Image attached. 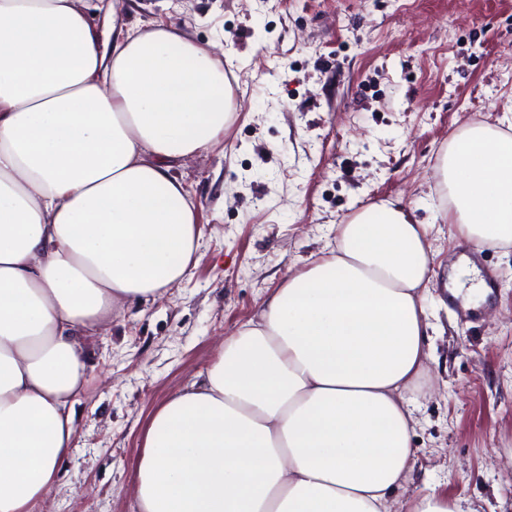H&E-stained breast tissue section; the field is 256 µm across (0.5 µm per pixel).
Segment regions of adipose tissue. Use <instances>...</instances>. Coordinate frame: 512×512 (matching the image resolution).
Listing matches in <instances>:
<instances>
[{
  "mask_svg": "<svg viewBox=\"0 0 512 512\" xmlns=\"http://www.w3.org/2000/svg\"><path fill=\"white\" fill-rule=\"evenodd\" d=\"M236 105L173 25L92 24L78 0H0V512H34L75 442L82 341L189 273L197 204L174 174ZM439 218L512 247V121L454 133ZM432 227L398 201L336 227L143 435L137 512H388L416 463Z\"/></svg>",
  "mask_w": 512,
  "mask_h": 512,
  "instance_id": "1",
  "label": "adipose tissue"
}]
</instances>
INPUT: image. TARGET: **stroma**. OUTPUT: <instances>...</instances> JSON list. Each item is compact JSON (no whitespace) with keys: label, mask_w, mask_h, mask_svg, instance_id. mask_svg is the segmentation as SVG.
<instances>
[{"label":"stroma","mask_w":512,"mask_h":512,"mask_svg":"<svg viewBox=\"0 0 512 512\" xmlns=\"http://www.w3.org/2000/svg\"><path fill=\"white\" fill-rule=\"evenodd\" d=\"M123 19L222 45L238 109L176 170L199 204L190 276L121 304L85 344L75 446L37 512H132L153 411L289 269L335 250L337 224L382 199L432 225L437 271L429 357L408 394L418 465L392 512L430 489L512 512V247L475 252L496 284L469 306L445 282L470 247L437 220L449 137L512 109V0H133Z\"/></svg>","instance_id":"35a3bbf8"}]
</instances>
